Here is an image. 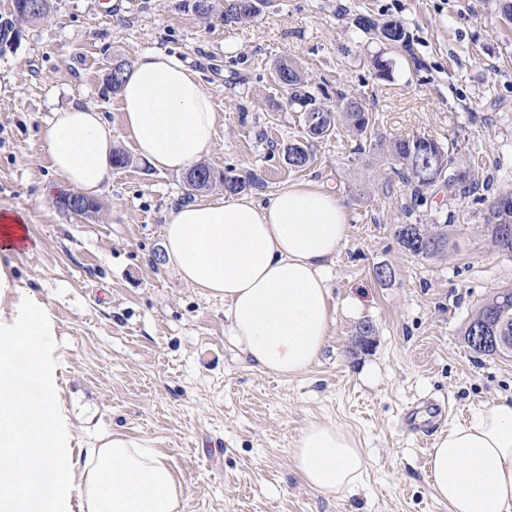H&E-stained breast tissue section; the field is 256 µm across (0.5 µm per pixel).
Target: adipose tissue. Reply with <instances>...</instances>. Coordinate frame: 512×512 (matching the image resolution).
I'll use <instances>...</instances> for the list:
<instances>
[{"label":"adipose tissue","instance_id":"adipose-tissue-1","mask_svg":"<svg viewBox=\"0 0 512 512\" xmlns=\"http://www.w3.org/2000/svg\"><path fill=\"white\" fill-rule=\"evenodd\" d=\"M123 129L154 168L183 172L208 155L216 112L195 70L161 48L142 52L118 96ZM52 172L100 195L112 181V126L97 108L54 112L43 131ZM349 216L335 193L283 188L267 202L241 194L171 209L163 246L181 279L223 298L234 335L259 367L306 371L323 350L331 311L328 262L347 242ZM19 213L0 216V512H179L181 480L167 456L136 441L100 437L72 479L75 428L58 405L55 323L13 277L27 244ZM313 489L351 494L367 454L347 430L313 421L291 443ZM431 486L449 512H512V401L483 405L443 432L429 458Z\"/></svg>","mask_w":512,"mask_h":512}]
</instances>
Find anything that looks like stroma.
<instances>
[{"mask_svg":"<svg viewBox=\"0 0 512 512\" xmlns=\"http://www.w3.org/2000/svg\"><path fill=\"white\" fill-rule=\"evenodd\" d=\"M499 0H264L260 16L227 27L182 0H53L48 19L26 24L0 52V210L27 214L31 240L16 281L52 313L60 348L59 400L80 441L111 433L167 455L184 485L180 512H448L427 476L429 448L402 427L405 413L446 405L445 426L512 399V355L482 357L465 345L472 312L512 285V255L493 247L486 207L512 190V22ZM403 23L401 49L364 34L357 16ZM164 48L196 70L217 112L212 167L262 184L257 202L292 183L336 192L348 241L330 265L329 340L306 371L284 377L255 365L236 344L224 301L185 284L163 248L173 207L192 202L183 174L160 171L127 139L105 74L117 58ZM287 58L318 103L360 98L376 136H421L448 146L477 186L449 196L445 183L414 195L379 151L356 152L339 132L313 140L296 170L285 147L303 115L274 66ZM391 64L378 77L374 59ZM97 106L130 163L114 168L98 220L64 214L65 189L49 167L42 130L53 110ZM444 224L450 244L415 256L394 231ZM393 277L377 281V267ZM359 297L357 316L340 306ZM373 323L370 350L353 347ZM350 431L368 468L356 495L306 486L290 443L312 421Z\"/></svg>","mask_w":512,"mask_h":512,"instance_id":"35a3bbf8","label":"stroma"}]
</instances>
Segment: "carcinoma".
Returning <instances> with one entry per match:
<instances>
[{"label": "carcinoma", "mask_w": 512, "mask_h": 512, "mask_svg": "<svg viewBox=\"0 0 512 512\" xmlns=\"http://www.w3.org/2000/svg\"><path fill=\"white\" fill-rule=\"evenodd\" d=\"M26 2L28 0H14L11 17L0 19V45L20 38L23 25L49 15L48 9L32 11L24 7ZM262 2L263 0H183V7L203 20L215 15L224 25L232 26L257 17ZM355 27L390 44L407 47L405 29L399 21L381 23L368 15H361L355 19ZM275 70L278 81L290 90V103L298 106L304 114L303 139L290 143L285 149L289 166L295 169L307 167L311 161L308 143L313 139L329 136L342 127L358 140L357 151L361 152L368 146L388 154L396 164L394 173L413 187L416 194L441 178L448 184V192L452 195H464L471 189L475 181L474 174L454 166L452 154L441 144L421 136L398 138L389 142L380 139L370 142L368 137L373 135V116L357 98L346 94L338 95L336 110L332 111L318 105L312 93L305 89L302 72L296 63L282 59L276 63ZM210 185H219L226 193L238 194L258 186V181L253 178L245 185L239 182L238 175L215 169ZM501 199L502 196L499 195L488 204L484 227L494 247L512 253V234L506 237L502 233L503 227L512 226V205H499ZM395 237L412 254L415 253L414 241L429 240L434 243V247L428 252L430 257L442 252L450 243L446 230L433 231L421 224H401L395 229ZM502 314L512 315V287L495 292L472 313L463 332L464 341L470 350L477 351L470 340L473 329L486 322H494Z\"/></svg>", "instance_id": "carcinoma-1"}]
</instances>
